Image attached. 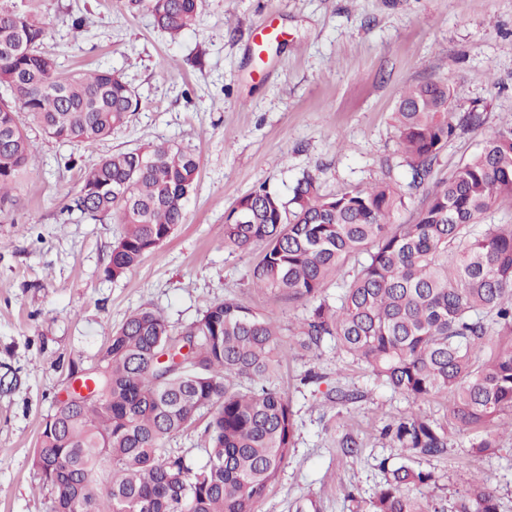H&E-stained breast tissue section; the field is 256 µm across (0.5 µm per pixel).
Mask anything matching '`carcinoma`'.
<instances>
[{"label":"carcinoma","instance_id":"1","mask_svg":"<svg viewBox=\"0 0 512 512\" xmlns=\"http://www.w3.org/2000/svg\"><path fill=\"white\" fill-rule=\"evenodd\" d=\"M131 4L172 36L190 28L199 9V0ZM46 37L31 9L0 5V88L10 93L0 100V210L35 153L15 107L62 143H91L140 106L113 69L62 72L42 50ZM393 118L408 186L419 189L457 129L448 87L407 85ZM198 170L193 154L165 142L89 167L74 208L123 228L107 276L122 277L170 239ZM500 197H512V122L428 190L411 224L391 222L404 198L388 182L324 194L305 175L288 199L264 186L240 197L224 224V246L262 247L252 287L313 303L299 323L301 347L333 340L413 402L448 394L458 430L487 433L471 444L483 456L496 448L490 429L512 413V224L475 230ZM351 260L359 269L332 306L323 288L344 279ZM284 357L277 321L236 298L209 305L176 334L160 312L133 311L107 338L97 366L71 369L72 381L99 403H81L71 385L74 400L45 422L32 466L52 496L51 512H254L294 447L292 407L269 384ZM327 399L344 406L359 394L338 386ZM200 418L207 459L193 467L166 442ZM382 434L397 461L380 463L385 483L371 512H440L420 491L433 474L409 460L443 455L447 432L410 412ZM493 483L480 473L454 512H499Z\"/></svg>","mask_w":512,"mask_h":512}]
</instances>
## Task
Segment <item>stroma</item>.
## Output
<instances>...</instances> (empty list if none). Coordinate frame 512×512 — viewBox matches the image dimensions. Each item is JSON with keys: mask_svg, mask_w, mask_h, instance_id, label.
<instances>
[{"mask_svg": "<svg viewBox=\"0 0 512 512\" xmlns=\"http://www.w3.org/2000/svg\"><path fill=\"white\" fill-rule=\"evenodd\" d=\"M28 4L62 71L114 69L140 108L91 144L59 142L17 114L37 158L0 214V512H50L32 458L72 364L93 365L139 308L161 310L177 331L227 298L278 319L288 350L270 382L292 406L295 444L255 512H368L390 454L380 431L413 406L334 343L301 348L291 329L307 303L250 287L261 250L225 248L224 224L242 195L264 184L289 196L306 173L326 194L381 181L406 188L392 113L410 83L444 82L456 118L481 115L439 153L429 181L448 179L512 120V0H201L195 24L174 39L127 0ZM163 141L199 159L185 222L109 278L122 227L73 210L72 200L89 164ZM424 197L406 188L395 223L413 222ZM310 371L319 381L302 383ZM334 386L361 397L332 407ZM413 408L448 432L444 456L415 462L434 472L437 503L451 508L482 469L496 475L500 512H512V433L494 428L497 448L477 457L473 435L451 423L446 394ZM347 433L360 442L356 454L339 446Z\"/></svg>", "mask_w": 512, "mask_h": 512, "instance_id": "stroma-1", "label": "stroma"}]
</instances>
